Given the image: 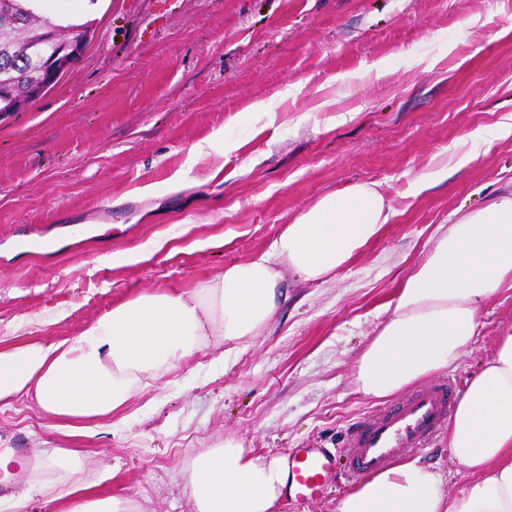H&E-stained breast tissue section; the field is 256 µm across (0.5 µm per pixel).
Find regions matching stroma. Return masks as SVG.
<instances>
[{"label":"stroma","mask_w":512,"mask_h":512,"mask_svg":"<svg viewBox=\"0 0 512 512\" xmlns=\"http://www.w3.org/2000/svg\"><path fill=\"white\" fill-rule=\"evenodd\" d=\"M93 21L58 84L0 118V341L78 335L137 295L183 292L268 249L322 196L375 183L393 215L326 283L287 276L259 336L210 346L111 423L69 438L30 401L0 405V512H72L33 481L91 477L93 496L189 512L182 468L232 438L253 454L338 455L381 401L357 361L400 279L454 212L512 189V0H40ZM264 103L261 112L253 103ZM512 326L491 299L459 362L463 392ZM75 448L78 461H48ZM456 496L472 477L446 432L418 452ZM343 468L283 512H335ZM26 509H18L21 494Z\"/></svg>","instance_id":"obj_1"}]
</instances>
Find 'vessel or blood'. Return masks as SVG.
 Masks as SVG:
<instances>
[{
  "label": "vessel or blood",
  "instance_id": "1",
  "mask_svg": "<svg viewBox=\"0 0 512 512\" xmlns=\"http://www.w3.org/2000/svg\"><path fill=\"white\" fill-rule=\"evenodd\" d=\"M451 407V388L442 384L414 391L375 411L362 422L347 451L350 477L382 470L425 447L447 422ZM333 463V458L318 448L288 452V485L295 496L305 499L320 492Z\"/></svg>",
  "mask_w": 512,
  "mask_h": 512
}]
</instances>
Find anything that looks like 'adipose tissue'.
<instances>
[{"label": "adipose tissue", "mask_w": 512, "mask_h": 512, "mask_svg": "<svg viewBox=\"0 0 512 512\" xmlns=\"http://www.w3.org/2000/svg\"><path fill=\"white\" fill-rule=\"evenodd\" d=\"M392 215L381 191L355 184L321 197L269 248L183 293L127 300L78 336L0 347V405L28 398L71 435L111 419L151 380L216 342L259 335L287 300V275L334 278L375 241ZM512 291V190L456 214L403 279L388 321L361 354L355 383L383 399L455 365L473 342L485 303ZM454 461L473 475L457 497L445 476L411 458L373 473L336 512H512V328L458 400L448 425ZM281 459L234 440L195 459L186 482L191 512H279L288 493Z\"/></svg>", "instance_id": "adipose-tissue-1"}]
</instances>
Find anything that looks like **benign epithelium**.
Wrapping results in <instances>:
<instances>
[{
    "instance_id": "1",
    "label": "benign epithelium",
    "mask_w": 512,
    "mask_h": 512,
    "mask_svg": "<svg viewBox=\"0 0 512 512\" xmlns=\"http://www.w3.org/2000/svg\"><path fill=\"white\" fill-rule=\"evenodd\" d=\"M38 0H30L18 8L14 0H0V26L6 28L21 22L24 12L35 11ZM56 22L46 17L43 21L42 37L30 46V54L48 67V73L29 85L20 97L0 95V117L20 112L39 100L54 87L62 73L73 67L83 56L95 36L94 24L87 23L77 29V37L66 44L55 41Z\"/></svg>"
}]
</instances>
